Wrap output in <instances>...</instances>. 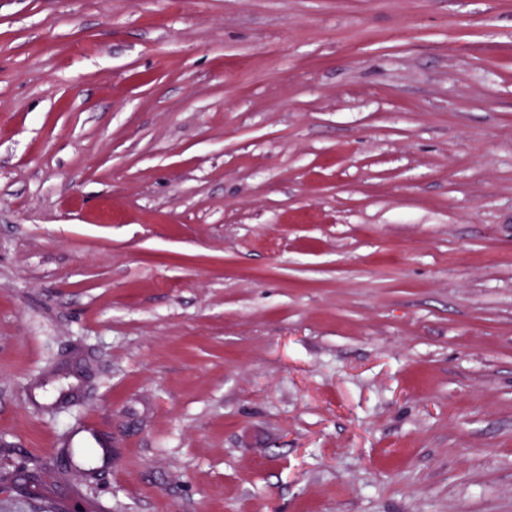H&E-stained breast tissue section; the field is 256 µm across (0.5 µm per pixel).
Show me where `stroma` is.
Here are the masks:
<instances>
[{"mask_svg":"<svg viewBox=\"0 0 512 512\" xmlns=\"http://www.w3.org/2000/svg\"><path fill=\"white\" fill-rule=\"evenodd\" d=\"M512 512V0H0V512Z\"/></svg>","mask_w":512,"mask_h":512,"instance_id":"stroma-1","label":"stroma"}]
</instances>
